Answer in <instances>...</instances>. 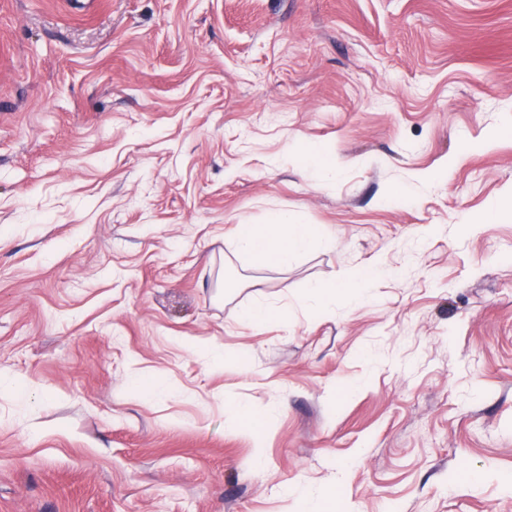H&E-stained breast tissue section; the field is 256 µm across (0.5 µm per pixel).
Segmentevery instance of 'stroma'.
<instances>
[{"label": "stroma", "mask_w": 512, "mask_h": 512, "mask_svg": "<svg viewBox=\"0 0 512 512\" xmlns=\"http://www.w3.org/2000/svg\"><path fill=\"white\" fill-rule=\"evenodd\" d=\"M497 203L512 0H0V512H512ZM239 248L255 264L272 263L288 266L292 256L317 240V234L308 224H240L236 227Z\"/></svg>", "instance_id": "stroma-1"}]
</instances>
